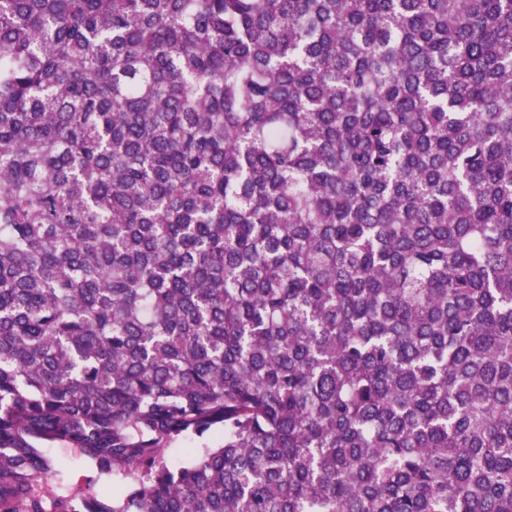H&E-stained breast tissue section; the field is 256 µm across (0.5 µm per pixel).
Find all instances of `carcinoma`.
I'll list each match as a JSON object with an SVG mask.
<instances>
[{"label": "carcinoma", "mask_w": 512, "mask_h": 512, "mask_svg": "<svg viewBox=\"0 0 512 512\" xmlns=\"http://www.w3.org/2000/svg\"><path fill=\"white\" fill-rule=\"evenodd\" d=\"M0 512H512V0H0ZM198 439L189 436L180 439L166 450L165 459L170 467H179L190 460V448H194Z\"/></svg>", "instance_id": "carcinoma-1"}]
</instances>
